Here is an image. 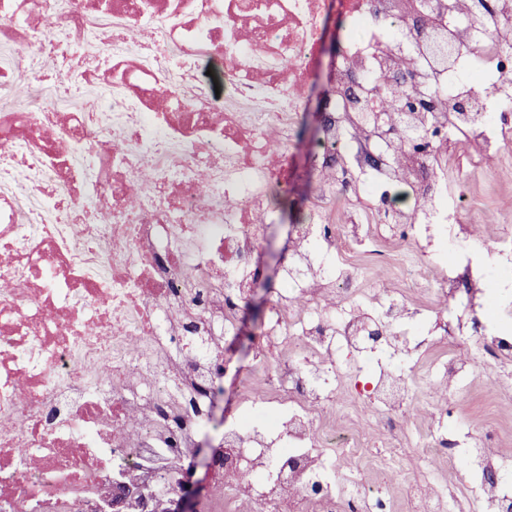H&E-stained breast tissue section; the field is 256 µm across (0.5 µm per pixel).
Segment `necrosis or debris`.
Masks as SVG:
<instances>
[{
	"label": "necrosis or debris",
	"mask_w": 512,
	"mask_h": 512,
	"mask_svg": "<svg viewBox=\"0 0 512 512\" xmlns=\"http://www.w3.org/2000/svg\"><path fill=\"white\" fill-rule=\"evenodd\" d=\"M436 19L416 26L412 0H336L343 32L330 120L307 153L319 175L306 223L296 225L285 279L259 338L258 362L241 379L240 411L224 429L206 512H393L389 495L351 475L364 427L335 395L355 391L378 409L379 438L398 436L393 415L411 397L407 362L428 349L407 290L358 288L346 254L368 242L409 243L413 230L441 240L438 259L476 264L468 239L449 232L457 218L435 157L464 151L471 165L512 144V121L490 108L512 101V53L487 27L466 25L464 0H430ZM326 0H112L128 27L144 28L166 10L177 23L161 35L189 61L112 66L111 123L72 112L53 120L36 111L39 77L25 97L0 99V174L38 170L37 182L0 192V512H163L197 451L223 351L238 334L243 301L261 277L256 255L279 198L291 192L287 148L298 120L293 91L308 78ZM95 9L74 0L58 15L50 0H0V33L28 27L30 47L66 50L50 39L64 26L106 43ZM413 57L422 96L439 105L407 113L432 149L403 145L404 161L353 163L363 147L391 153L386 130L355 120L379 75ZM224 73L216 93L210 70ZM109 163L96 177L77 174L73 143ZM388 200L379 224L340 229L338 207L355 198ZM71 218L46 224L42 210ZM495 268L478 266L471 308L512 278V237L492 247ZM341 299V310L329 307ZM383 335L371 345L365 329ZM429 432L413 440L414 476L402 455L376 459L400 476L413 512H512V461L480 449L458 451L448 438L447 405L435 406ZM467 459L500 476L459 497L435 464Z\"/></svg>",
	"instance_id": "4bbe7bcc"
}]
</instances>
